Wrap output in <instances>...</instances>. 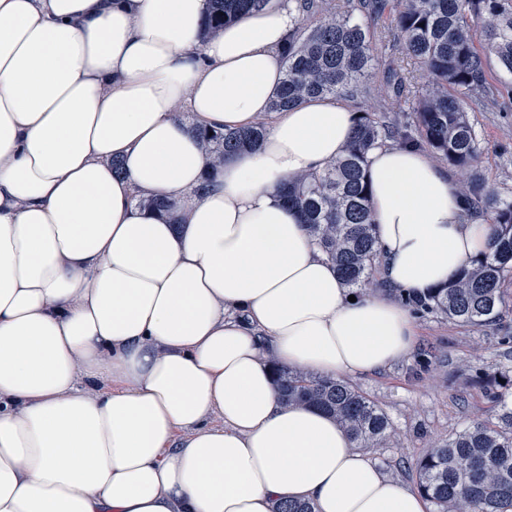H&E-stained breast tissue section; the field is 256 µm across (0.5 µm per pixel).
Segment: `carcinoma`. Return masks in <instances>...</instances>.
I'll list each match as a JSON object with an SVG mask.
<instances>
[{"instance_id": "cac0c4a2", "label": "carcinoma", "mask_w": 512, "mask_h": 512, "mask_svg": "<svg viewBox=\"0 0 512 512\" xmlns=\"http://www.w3.org/2000/svg\"><path fill=\"white\" fill-rule=\"evenodd\" d=\"M204 34L214 35L240 16L262 9L267 0H210ZM299 22L283 49V79L270 111L281 112L310 97L353 95L375 63L373 35L354 17L355 0H295ZM393 38L408 59L420 65L428 85L415 95L409 126L423 141L403 135L411 146L425 143L460 170L480 159L476 131L465 108L474 91L497 89L486 82L481 56L493 55L512 74V0H395ZM266 123L239 130L199 131L207 160V190L236 153L255 149ZM399 128L383 112H360L345 152L321 170L297 176L282 190L298 209L307 231L337 269L344 285L360 293L372 283L379 256L372 222L368 152L397 136ZM465 202L486 215L488 250L458 271L448 285L405 297L408 305L434 308L456 322L482 327L500 319L507 304L502 284L512 279V200L484 184L464 186ZM177 222L180 206L139 200ZM282 402L317 406L336 419L354 448H373L389 434L386 413L340 379L302 370L276 369ZM418 486L438 512H512V405L502 403L497 421L474 422L448 444L427 451L416 465Z\"/></svg>"}]
</instances>
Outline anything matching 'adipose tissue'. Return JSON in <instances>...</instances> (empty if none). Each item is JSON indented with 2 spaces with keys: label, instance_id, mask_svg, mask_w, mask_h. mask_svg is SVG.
<instances>
[{
  "label": "adipose tissue",
  "instance_id": "ef3b65f1",
  "mask_svg": "<svg viewBox=\"0 0 512 512\" xmlns=\"http://www.w3.org/2000/svg\"><path fill=\"white\" fill-rule=\"evenodd\" d=\"M208 10L0 0V512H431L332 416L282 404L272 368L339 379L408 357L394 292L446 284L489 229L424 152L374 148L393 293L352 296L280 191L342 154L355 112L271 111L294 0L204 41ZM263 117L262 144L195 195L198 130ZM140 196L180 203L177 223Z\"/></svg>",
  "mask_w": 512,
  "mask_h": 512
}]
</instances>
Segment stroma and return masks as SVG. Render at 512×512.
Returning a JSON list of instances; mask_svg holds the SVG:
<instances>
[{
    "label": "stroma",
    "instance_id": "35a3bbf8",
    "mask_svg": "<svg viewBox=\"0 0 512 512\" xmlns=\"http://www.w3.org/2000/svg\"><path fill=\"white\" fill-rule=\"evenodd\" d=\"M389 13L374 22V48L381 60L366 82L359 110H388L404 119L413 96L390 97L388 68L406 75L415 86L423 79L417 65L404 61L388 35ZM470 119L482 148L479 163L469 171H452L456 183L480 181L502 196L512 198V100L485 106L471 105ZM511 310L501 321L471 327L427 309L412 310L419 331L410 356L371 375L350 379L387 414L391 432L378 447L369 449L385 473L416 485L415 465L429 449L443 445L473 422L490 417V390L495 378H512V280L503 284Z\"/></svg>",
    "mask_w": 512,
    "mask_h": 512
}]
</instances>
